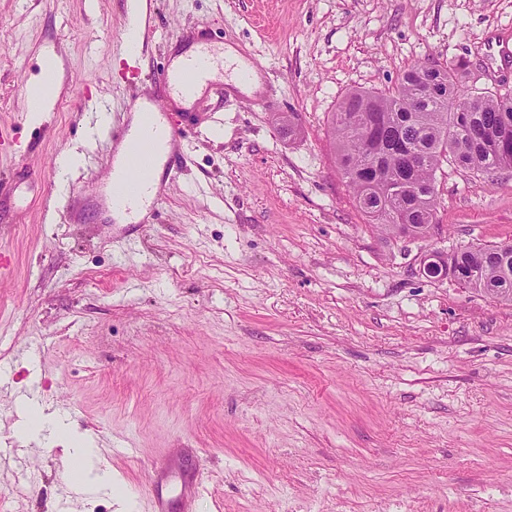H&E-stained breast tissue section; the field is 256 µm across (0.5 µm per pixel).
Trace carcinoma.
<instances>
[{
    "label": "carcinoma",
    "mask_w": 512,
    "mask_h": 512,
    "mask_svg": "<svg viewBox=\"0 0 512 512\" xmlns=\"http://www.w3.org/2000/svg\"><path fill=\"white\" fill-rule=\"evenodd\" d=\"M465 61L416 65L388 92L354 89L332 113L334 155L358 207L389 237H410L436 223L437 172L443 163L483 175L490 183L512 169V92H477ZM376 118L365 138L338 120ZM465 287L476 292L509 282L498 301L512 304V249L470 246L450 258Z\"/></svg>",
    "instance_id": "cac0c4a2"
}]
</instances>
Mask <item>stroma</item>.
I'll return each instance as SVG.
<instances>
[{"instance_id":"stroma-1","label":"stroma","mask_w":512,"mask_h":512,"mask_svg":"<svg viewBox=\"0 0 512 512\" xmlns=\"http://www.w3.org/2000/svg\"><path fill=\"white\" fill-rule=\"evenodd\" d=\"M128 21V0H0L6 512H115L77 493L62 452L17 436L32 396L93 440L135 512H152L147 466L169 448L201 473L196 512H512V304L419 271L436 250L512 243V170L492 185L443 164L436 225L388 238L329 133L349 91L388 90L424 59L512 86V0H152L136 67L200 34L260 87L219 80L173 110L183 164L137 230L92 203L109 129L164 101L120 67ZM49 52L63 81L34 127L26 94Z\"/></svg>"}]
</instances>
